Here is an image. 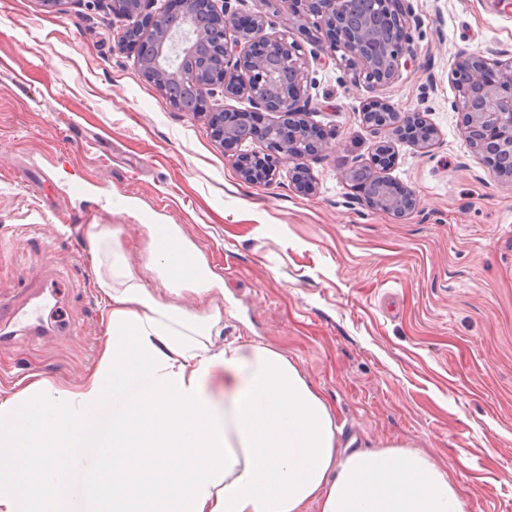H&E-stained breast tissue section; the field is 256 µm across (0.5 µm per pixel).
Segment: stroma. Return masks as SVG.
<instances>
[{"label": "stroma", "mask_w": 512, "mask_h": 512, "mask_svg": "<svg viewBox=\"0 0 512 512\" xmlns=\"http://www.w3.org/2000/svg\"><path fill=\"white\" fill-rule=\"evenodd\" d=\"M416 61L382 87L432 127L393 140L405 216L372 208L345 167L370 161L371 90L304 41L309 119L329 134L312 188L244 182L203 114L169 106L114 48L91 0H0V291L60 275L73 332L0 350V401L34 382L77 390L106 347L89 227L118 230L157 295L145 223L175 224L224 282V341L294 361L358 448L402 442L446 468L465 512H512V184L466 145L448 78L463 51L512 60V0H409ZM86 183L80 196L65 186Z\"/></svg>", "instance_id": "1"}]
</instances>
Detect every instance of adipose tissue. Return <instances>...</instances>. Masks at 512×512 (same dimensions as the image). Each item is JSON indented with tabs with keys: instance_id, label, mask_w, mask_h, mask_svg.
I'll use <instances>...</instances> for the list:
<instances>
[{
	"instance_id": "1",
	"label": "adipose tissue",
	"mask_w": 512,
	"mask_h": 512,
	"mask_svg": "<svg viewBox=\"0 0 512 512\" xmlns=\"http://www.w3.org/2000/svg\"><path fill=\"white\" fill-rule=\"evenodd\" d=\"M168 291L216 275L174 224L148 227ZM108 344L79 390L40 383L0 401V512H65L62 459L88 444L85 512H464L446 469L401 444L341 454L333 407L285 356L231 341L216 305L161 301L95 226Z\"/></svg>"
}]
</instances>
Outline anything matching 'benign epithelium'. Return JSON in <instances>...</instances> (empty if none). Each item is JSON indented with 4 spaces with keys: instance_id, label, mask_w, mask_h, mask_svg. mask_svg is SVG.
<instances>
[{
    "instance_id": "obj_1",
    "label": "benign epithelium",
    "mask_w": 512,
    "mask_h": 512,
    "mask_svg": "<svg viewBox=\"0 0 512 512\" xmlns=\"http://www.w3.org/2000/svg\"><path fill=\"white\" fill-rule=\"evenodd\" d=\"M311 1L319 4L312 24L335 35L325 52L334 57L343 51L344 66L371 90L389 84L403 58L413 60L406 42L411 14L406 0H374L376 11L361 16L353 12L355 0H278L304 20V6ZM99 2L112 11L115 46L135 57L145 78L159 87L191 80L198 112L209 115L211 136L231 153L245 182L266 183L288 162L291 180L308 189L306 160L322 152L327 141L306 120L309 62L299 43L275 32L261 13L241 24L231 0ZM449 79L456 90L453 107L464 117L467 146L490 164L498 180L511 185L512 64L463 53L456 57ZM225 98L245 99L250 108H226ZM370 103L362 118L377 133L397 135L416 146L432 140V130L415 115L397 111L378 95ZM264 111L283 119L265 123ZM243 120L254 125L251 140L264 144V151L241 150L246 139L236 138L234 130ZM393 159L389 141L380 140L371 164L346 170L344 179L373 208L404 215L416 209L418 199L384 175Z\"/></svg>"
}]
</instances>
